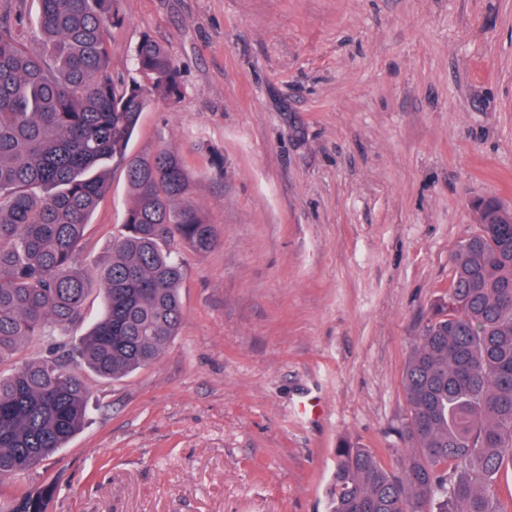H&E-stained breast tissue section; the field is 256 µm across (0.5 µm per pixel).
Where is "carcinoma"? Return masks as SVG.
Wrapping results in <instances>:
<instances>
[{"label": "carcinoma", "instance_id": "obj_1", "mask_svg": "<svg viewBox=\"0 0 512 512\" xmlns=\"http://www.w3.org/2000/svg\"><path fill=\"white\" fill-rule=\"evenodd\" d=\"M38 51L16 37L19 10L0 5V364L34 336L55 339L82 316L93 279L103 316L69 349L81 367L115 380L154 364L183 322V268L164 244L196 252L216 232L189 202L178 153L131 156L152 97H181L180 70L145 37L135 68L146 84L104 78L116 0H40ZM125 166L133 195L112 260L82 256L108 163ZM453 258L448 304H438L408 357L402 476L368 448L343 445L328 512H508L496 493L512 473V211L494 199ZM89 393L55 351L0 375V484L54 455L83 428ZM54 491L25 492L0 512H48Z\"/></svg>", "mask_w": 512, "mask_h": 512}]
</instances>
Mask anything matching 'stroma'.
<instances>
[{"instance_id": "1", "label": "stroma", "mask_w": 512, "mask_h": 512, "mask_svg": "<svg viewBox=\"0 0 512 512\" xmlns=\"http://www.w3.org/2000/svg\"><path fill=\"white\" fill-rule=\"evenodd\" d=\"M106 74L143 37L181 70L129 145L165 147L215 228L183 260L184 319L152 366L92 373L83 429L0 500L56 485L49 512H327L340 445H409L405 363L472 203L512 208V0H119ZM224 157L213 167V154ZM123 165L82 251L112 256Z\"/></svg>"}]
</instances>
